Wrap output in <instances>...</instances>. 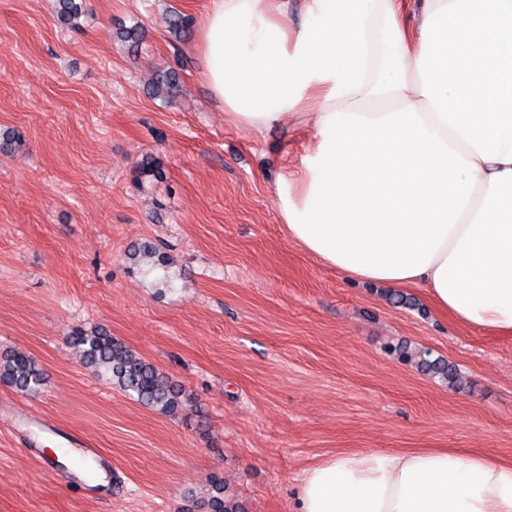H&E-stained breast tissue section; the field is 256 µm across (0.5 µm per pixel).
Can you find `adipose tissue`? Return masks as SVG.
<instances>
[{"instance_id": "1", "label": "adipose tissue", "mask_w": 512, "mask_h": 512, "mask_svg": "<svg viewBox=\"0 0 512 512\" xmlns=\"http://www.w3.org/2000/svg\"><path fill=\"white\" fill-rule=\"evenodd\" d=\"M209 0L208 86L235 124L313 132L288 236L348 278L425 290L512 335V0ZM315 99L313 111H303ZM297 512H512V464L454 449L357 450L306 470Z\"/></svg>"}]
</instances>
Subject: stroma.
<instances>
[{
  "instance_id": "1",
  "label": "stroma",
  "mask_w": 512,
  "mask_h": 512,
  "mask_svg": "<svg viewBox=\"0 0 512 512\" xmlns=\"http://www.w3.org/2000/svg\"><path fill=\"white\" fill-rule=\"evenodd\" d=\"M207 0H86L76 28L52 0H0V355L35 358L34 396L0 383V512H294L305 469L343 451L459 448L512 462V336L458 324L423 289L357 282L307 254L274 185L312 132L257 134L203 78ZM193 37L170 34L171 12ZM140 26L131 50L121 29ZM179 91L153 96L163 66ZM153 158L162 177L141 182ZM165 243L167 268L132 259ZM412 306L396 304L395 295ZM101 326L181 392L161 415L84 367L76 330ZM457 369L449 386L390 347ZM29 407L112 458L86 493L25 456L5 410Z\"/></svg>"
}]
</instances>
